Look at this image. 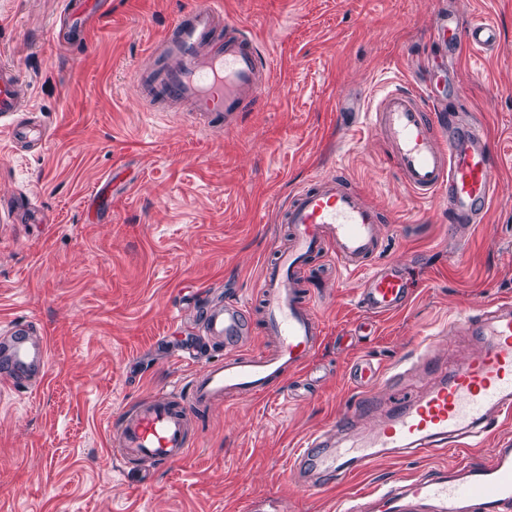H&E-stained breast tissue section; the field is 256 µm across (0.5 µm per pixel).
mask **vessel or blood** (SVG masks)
Masks as SVG:
<instances>
[{"label":"vessel or blood","instance_id":"b4317fda","mask_svg":"<svg viewBox=\"0 0 512 512\" xmlns=\"http://www.w3.org/2000/svg\"><path fill=\"white\" fill-rule=\"evenodd\" d=\"M105 2L61 0L60 14L79 24ZM228 23L223 0H196L176 18L153 45V64L133 75L153 111L187 112L203 125L220 121L230 128L245 107L258 103L261 88L272 79L271 63L245 29L221 38ZM433 33L447 39L454 52L478 54L498 43L492 21L479 18L463 26L448 11L436 17ZM433 98L428 88L387 84L374 106V124L391 147L388 160L406 189L423 200L446 197L451 224L481 223L500 193L496 148L481 127L432 108ZM30 121L19 68L0 61V133L14 142L25 139ZM279 221L287 225L288 237L270 246L257 303L229 297L199 310L198 341L224 345V358L201 366L197 347L185 348L182 357L195 369L184 383L121 412L113 451L123 464L139 461L160 469L182 460L198 440L200 413L240 394L277 392L311 364L324 332L313 308V266L363 273L358 304L366 323L412 301L417 282L399 266L372 262L386 213L366 202L344 176H316L298 187L280 206ZM463 323L480 337L479 351L425 395L399 398L398 412L362 443L339 451L329 433L310 436L294 460L309 489L335 487L350 469L366 468L384 455L431 456L447 446L480 447L500 419L512 416V304L485 303ZM259 330L275 337L273 351L251 350ZM49 361V341L32 322L14 321L0 330V375L11 388L45 383ZM399 377L368 359L351 369L361 389ZM337 512H512V444L455 472L422 469L356 492L338 503Z\"/></svg>","mask_w":512,"mask_h":512}]
</instances>
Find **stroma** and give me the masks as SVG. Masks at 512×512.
I'll return each mask as SVG.
<instances>
[{"label": "stroma", "instance_id": "stroma-1", "mask_svg": "<svg viewBox=\"0 0 512 512\" xmlns=\"http://www.w3.org/2000/svg\"><path fill=\"white\" fill-rule=\"evenodd\" d=\"M111 2L67 50L59 0H0V56L19 67L48 133L38 148L0 134V323L30 319L51 347L43 386L0 395L6 512H273L283 502L336 512L352 492L465 464L455 450L384 457L315 493L293 457L363 400L347 379L354 360L402 370L379 388V407L356 416L351 433L364 437L396 396L432 385L417 360L426 338L512 301V0H223L275 66L259 105L230 129L148 111L133 81L195 0ZM444 9L495 22L498 48L449 57L430 35ZM423 80L499 148L502 193L484 223L453 228L443 202L406 190L362 118L383 83ZM339 172L385 209L374 261L419 274L412 302L355 335L363 276L337 272L314 296L324 340L306 383L214 405L184 460L123 470L109 421L192 370L173 311L190 323L194 300L254 298L280 204Z\"/></svg>", "mask_w": 512, "mask_h": 512}]
</instances>
